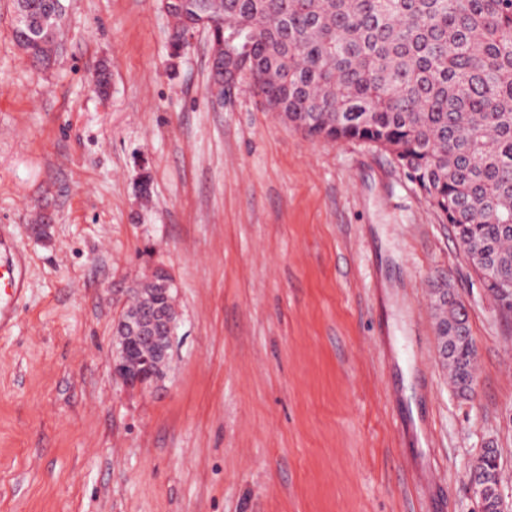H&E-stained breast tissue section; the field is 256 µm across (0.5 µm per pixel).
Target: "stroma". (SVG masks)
Segmentation results:
<instances>
[{"label": "stroma", "mask_w": 512, "mask_h": 512, "mask_svg": "<svg viewBox=\"0 0 512 512\" xmlns=\"http://www.w3.org/2000/svg\"><path fill=\"white\" fill-rule=\"evenodd\" d=\"M66 7L43 68L0 0V255L22 272L0 299V512H474L489 446L512 512V312L394 156L306 136L245 80L215 105L206 32L172 58L161 0ZM157 265L171 360L128 391L113 325ZM443 278L469 397L439 357ZM435 306L437 332L443 336L441 355L448 359L452 384L461 394L472 393L477 347L470 333L467 314L452 295H448L447 285L436 289Z\"/></svg>", "instance_id": "1"}]
</instances>
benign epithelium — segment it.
Wrapping results in <instances>:
<instances>
[{"instance_id":"1","label":"benign epithelium","mask_w":512,"mask_h":512,"mask_svg":"<svg viewBox=\"0 0 512 512\" xmlns=\"http://www.w3.org/2000/svg\"><path fill=\"white\" fill-rule=\"evenodd\" d=\"M209 33V63L212 83L211 96L221 101L224 94L239 84L241 72L235 58L226 54L224 42L212 36L213 23L207 18L183 20L178 40L181 47L193 44L198 32ZM177 329L174 317H161L148 308L129 304L120 314L113 327L115 342L112 360L114 376L128 389L143 390L162 378L170 358ZM145 341L149 350L138 353L135 343ZM471 486L477 499L478 512H506L501 486L490 488L484 483L479 466H474Z\"/></svg>"}]
</instances>
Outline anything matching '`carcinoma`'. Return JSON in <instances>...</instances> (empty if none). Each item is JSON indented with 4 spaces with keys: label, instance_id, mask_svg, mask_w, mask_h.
Here are the masks:
<instances>
[{
    "label": "carcinoma",
    "instance_id": "carcinoma-1",
    "mask_svg": "<svg viewBox=\"0 0 512 512\" xmlns=\"http://www.w3.org/2000/svg\"><path fill=\"white\" fill-rule=\"evenodd\" d=\"M175 25L211 14L273 111L310 137L391 151L450 224L470 265L512 310V0H174ZM14 39L63 0H16ZM142 303L173 312L158 280ZM437 332L455 389H474L464 308L436 289Z\"/></svg>",
    "mask_w": 512,
    "mask_h": 512
}]
</instances>
